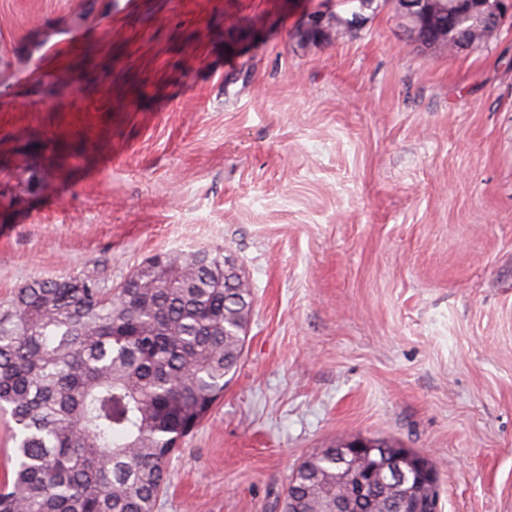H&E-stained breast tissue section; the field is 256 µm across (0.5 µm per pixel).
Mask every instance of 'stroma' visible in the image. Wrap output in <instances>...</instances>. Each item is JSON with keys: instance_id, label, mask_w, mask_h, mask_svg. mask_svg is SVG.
I'll return each mask as SVG.
<instances>
[{"instance_id": "1", "label": "stroma", "mask_w": 512, "mask_h": 512, "mask_svg": "<svg viewBox=\"0 0 512 512\" xmlns=\"http://www.w3.org/2000/svg\"><path fill=\"white\" fill-rule=\"evenodd\" d=\"M0 0V303L223 249L254 295L155 512H282L354 438L432 459L442 512H512V29L455 54L394 6Z\"/></svg>"}]
</instances>
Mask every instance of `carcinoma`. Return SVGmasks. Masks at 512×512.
<instances>
[{
	"label": "carcinoma",
	"mask_w": 512,
	"mask_h": 512,
	"mask_svg": "<svg viewBox=\"0 0 512 512\" xmlns=\"http://www.w3.org/2000/svg\"><path fill=\"white\" fill-rule=\"evenodd\" d=\"M343 33L363 0H342ZM472 23L460 11L443 46ZM112 290L89 276L34 279L0 305V413L16 428L0 512H153L180 441L224 394L243 357L253 307L221 251H171ZM363 464L323 448L293 470L284 512H328L342 477L371 473V512H395L384 468L396 445ZM438 506L424 487L414 512Z\"/></svg>",
	"instance_id": "cac0c4a2"
}]
</instances>
